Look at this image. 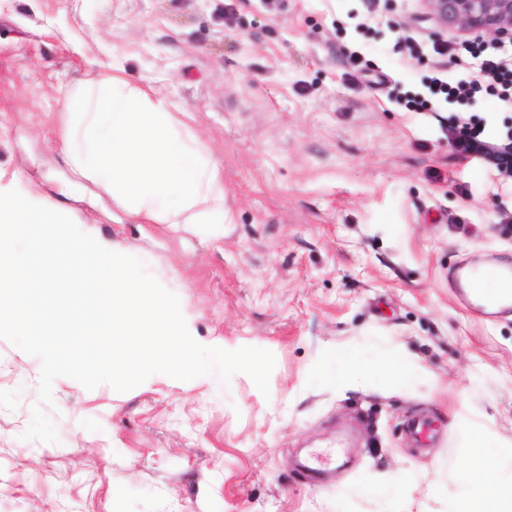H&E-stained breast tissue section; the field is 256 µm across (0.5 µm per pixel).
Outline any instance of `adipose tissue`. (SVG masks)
I'll list each match as a JSON object with an SVG mask.
<instances>
[{"label":"adipose tissue","instance_id":"obj_1","mask_svg":"<svg viewBox=\"0 0 512 512\" xmlns=\"http://www.w3.org/2000/svg\"><path fill=\"white\" fill-rule=\"evenodd\" d=\"M61 139L74 173L106 192L147 224H224V183L205 148L166 100H150L120 75L85 81L66 93ZM391 354L364 362L338 350L323 375L342 385L353 378H399ZM477 459L461 478L452 512H512V448L492 450L484 430L469 433Z\"/></svg>","mask_w":512,"mask_h":512}]
</instances>
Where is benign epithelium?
I'll list each match as a JSON object with an SVG mask.
<instances>
[{"label": "benign epithelium", "mask_w": 512, "mask_h": 512, "mask_svg": "<svg viewBox=\"0 0 512 512\" xmlns=\"http://www.w3.org/2000/svg\"><path fill=\"white\" fill-rule=\"evenodd\" d=\"M436 20L447 27L512 40V0H426Z\"/></svg>", "instance_id": "1"}]
</instances>
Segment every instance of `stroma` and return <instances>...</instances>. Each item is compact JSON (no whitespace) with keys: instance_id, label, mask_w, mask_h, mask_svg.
<instances>
[{"instance_id":"35a3bbf8","label":"stroma","mask_w":512,"mask_h":512,"mask_svg":"<svg viewBox=\"0 0 512 512\" xmlns=\"http://www.w3.org/2000/svg\"><path fill=\"white\" fill-rule=\"evenodd\" d=\"M467 38L426 0H0V192L143 260L201 345L275 357L266 396L244 373L57 378L44 443L22 438L41 362L0 338V512H448L470 429L512 445V313L450 277L512 263V189L449 138L512 109L402 101L467 77L432 50ZM115 72L189 112L223 231L140 223L66 163L65 91ZM339 348L414 370L339 388Z\"/></svg>"}]
</instances>
